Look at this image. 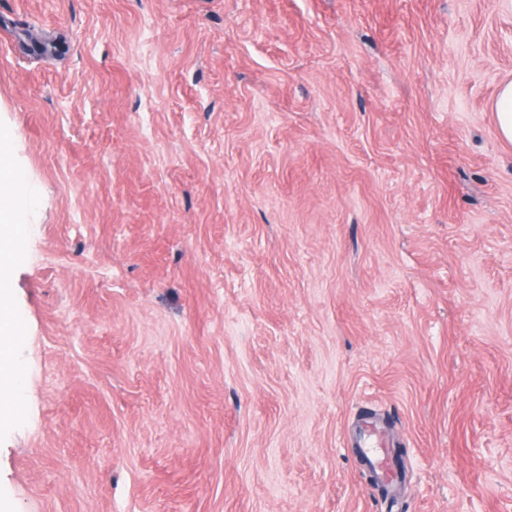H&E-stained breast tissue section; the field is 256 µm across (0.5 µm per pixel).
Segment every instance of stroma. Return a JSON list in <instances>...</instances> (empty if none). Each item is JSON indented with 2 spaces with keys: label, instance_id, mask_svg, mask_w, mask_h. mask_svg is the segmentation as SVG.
<instances>
[{
  "label": "stroma",
  "instance_id": "1",
  "mask_svg": "<svg viewBox=\"0 0 512 512\" xmlns=\"http://www.w3.org/2000/svg\"><path fill=\"white\" fill-rule=\"evenodd\" d=\"M507 80L512 0H0V512H512ZM492 111L495 112L500 138L512 143V81L501 84L492 102ZM0 174L1 178L10 177V184L8 186V190L12 196L13 203L11 206H3L0 201V223L1 224H15L17 219V209H18V187H17V175L12 167L10 162V157L8 155H0ZM15 178V182L12 178Z\"/></svg>",
  "mask_w": 512,
  "mask_h": 512
}]
</instances>
